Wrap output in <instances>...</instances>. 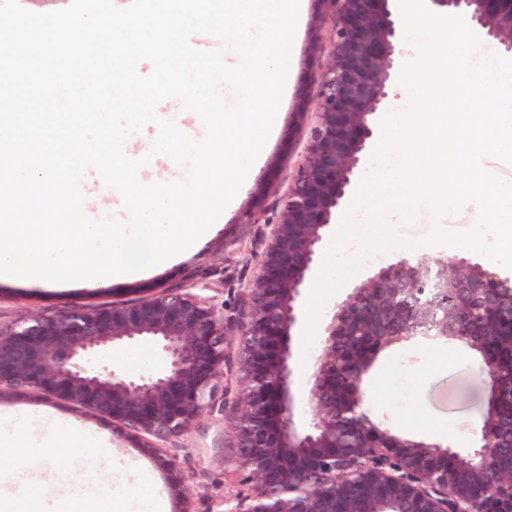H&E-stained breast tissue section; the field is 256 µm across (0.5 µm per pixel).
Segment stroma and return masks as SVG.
<instances>
[{
	"instance_id": "obj_1",
	"label": "stroma",
	"mask_w": 512,
	"mask_h": 512,
	"mask_svg": "<svg viewBox=\"0 0 512 512\" xmlns=\"http://www.w3.org/2000/svg\"><path fill=\"white\" fill-rule=\"evenodd\" d=\"M294 38L288 93L279 109V130L265 147L261 163L240 188L235 205L223 212L211 233L162 266L144 270L139 276L118 281L111 287L87 290L70 284L47 290L30 284L0 283V328L37 313H50L71 305L109 306L153 296L163 289L191 285L194 293L235 314L240 288L257 269L255 245L267 228L242 221L244 210L262 201L268 216L282 206L314 125L306 116L296 132H289L299 104L302 84L321 72L327 53L310 54L308 43L313 25L329 32L332 18L316 20L314 0H304ZM488 401L486 376L478 357L468 351L452 352L444 346L397 345L375 361L366 384V412L370 418L398 436L424 440L454 448L469 447L474 424L481 421ZM82 426L109 433L113 451L122 466L147 470L165 502V512L178 505L163 474L141 454L137 440L114 434L108 419H82ZM230 428L223 413L203 419L176 438L168 452L186 477L190 512H219L225 496L239 491L230 478L233 453L228 449Z\"/></svg>"
}]
</instances>
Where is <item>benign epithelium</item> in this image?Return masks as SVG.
I'll use <instances>...</instances> for the list:
<instances>
[{
	"instance_id": "7a95c632",
	"label": "benign epithelium",
	"mask_w": 512,
	"mask_h": 512,
	"mask_svg": "<svg viewBox=\"0 0 512 512\" xmlns=\"http://www.w3.org/2000/svg\"><path fill=\"white\" fill-rule=\"evenodd\" d=\"M315 2L334 18L328 64L300 92L299 112L313 106L316 124L276 220L256 208L242 215L269 233L237 316L187 288L32 315L0 330V400L32 394L111 419L179 498L186 478L167 444L214 412L219 380L232 374L222 410L235 472L249 488L224 499V512H512V471L500 469L492 423L464 450L403 439L371 421L362 395L385 348L462 342L475 304L496 313L494 288L506 283L499 275L465 256L450 264L404 254L333 307L312 371L294 370L303 291L404 62L395 0ZM426 2L512 52V0ZM141 341L158 347L159 369L133 377L101 360ZM483 363L490 398L512 399L500 361Z\"/></svg>"
}]
</instances>
